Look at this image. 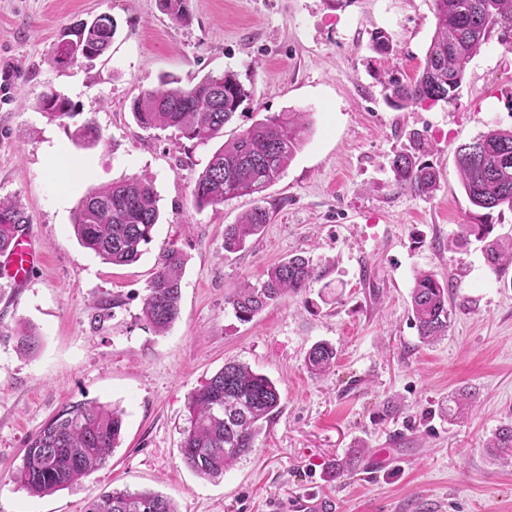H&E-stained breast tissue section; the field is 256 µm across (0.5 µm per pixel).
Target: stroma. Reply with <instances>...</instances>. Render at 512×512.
<instances>
[{"label": "stroma", "instance_id": "stroma-1", "mask_svg": "<svg viewBox=\"0 0 512 512\" xmlns=\"http://www.w3.org/2000/svg\"><path fill=\"white\" fill-rule=\"evenodd\" d=\"M173 22L161 0H0V198L18 200L46 259L26 288L0 282V512H85L104 492L152 491L178 512H291L297 498L331 499L335 512H512V457L486 443L512 423V265L495 274L482 245H458L472 208L454 151L487 127H512V53L489 42L450 103L389 107L384 78L415 76L436 28L433 0H189ZM107 13L118 33L89 64L62 67L56 49L79 23ZM387 53L371 47L375 31ZM233 71L250 91L225 138L263 116L309 115L306 141L264 198L197 208L195 180L215 143L145 130L132 114L163 75L182 84ZM55 90L73 117L49 119L39 96ZM93 121L101 138L74 131ZM423 132L439 190L419 197L393 184L390 161ZM65 151L76 176L57 173ZM152 181L160 218L140 259L115 266L84 249L73 215L88 193L128 177ZM272 213L259 237L225 254L224 227L256 206ZM185 259L180 317L155 334L140 318L148 282L168 251ZM317 274L310 288L240 323L224 298L293 255ZM454 277L448 334L426 345L412 320L417 272ZM111 303L109 317L95 306ZM35 328V355L9 336ZM337 350L333 373L305 365L311 346ZM248 364L277 385L280 407L224 477L181 461L188 394L225 362ZM477 399L466 420L442 409L461 388ZM124 410L121 445L107 467L37 497L16 484L26 444L64 403ZM399 407L382 413L386 403ZM389 451L403 466L340 478L351 448Z\"/></svg>", "mask_w": 512, "mask_h": 512}]
</instances>
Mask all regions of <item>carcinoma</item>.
<instances>
[{"label":"carcinoma","instance_id":"cac0c4a2","mask_svg":"<svg viewBox=\"0 0 512 512\" xmlns=\"http://www.w3.org/2000/svg\"><path fill=\"white\" fill-rule=\"evenodd\" d=\"M436 31L416 77H391L385 82L387 102L404 110L425 102H451L458 96L465 69L482 47L495 38L512 51V0H433ZM170 19L190 21L187 0H163ZM117 23L99 15L70 32L92 58L112 45ZM250 97L237 75H206L190 87L170 77L134 100L132 113L143 129H169L198 144H208L224 133L239 107ZM38 107L51 119L74 115L71 102L51 91L38 99ZM307 113L288 118L267 115L236 138L221 144L199 173L193 190L199 208L240 196L264 198V192L284 172L303 147L309 122ZM429 143L423 134L410 133V144L390 162L394 185L416 196H432L440 188V172L422 161ZM456 163L469 203L481 210L512 211V128L492 126L456 149ZM158 195L152 183L136 177L116 181L86 195L75 211L73 231L79 244L116 266L139 260L142 246L151 240L159 220ZM269 221V211L256 207L235 224L224 226V252L242 250ZM29 223L24 208L0 199V254L13 244L15 233ZM484 254L498 271L512 264V247L500 239L487 242ZM184 261L177 252L165 254L146 287L140 319L154 333H166L179 317ZM316 280L314 268L302 255L291 256L270 268L264 279L245 282L225 299L235 318L248 323L288 294H299ZM454 279L440 280L421 271L411 291V312L419 339L434 343L448 335V297ZM13 339L22 354L39 347V334L31 328ZM336 348L315 343L306 367L317 376L332 372ZM465 388L451 400L448 417L461 419L476 400ZM280 406V394L267 376L243 363L224 367L191 391L186 399L187 425L181 442L182 462L205 478H220L238 459L255 447L258 435ZM124 411L89 400L62 405L27 443L14 481L32 496H45L78 483L106 466L122 438ZM364 449L353 448L336 461L335 476L356 470ZM491 457L512 456V425L496 429L486 444ZM86 512H177L172 498L152 492L114 491L90 499Z\"/></svg>","mask_w":512,"mask_h":512}]
</instances>
